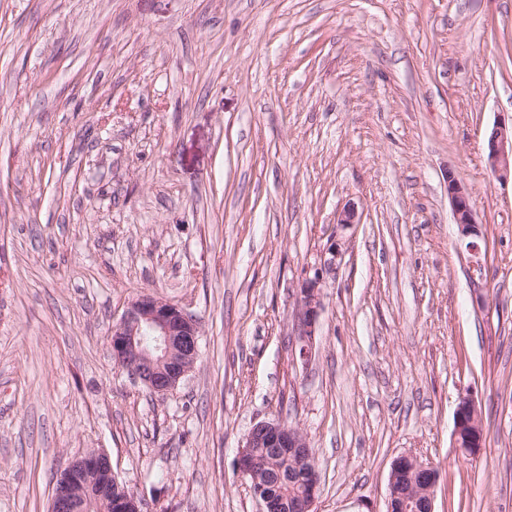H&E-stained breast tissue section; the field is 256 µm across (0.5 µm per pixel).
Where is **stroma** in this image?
Listing matches in <instances>:
<instances>
[{
    "mask_svg": "<svg viewBox=\"0 0 512 512\" xmlns=\"http://www.w3.org/2000/svg\"><path fill=\"white\" fill-rule=\"evenodd\" d=\"M509 117L512 0H0V512H50L94 449L143 512H259L236 459L272 420L316 451L315 512H387L409 452L435 512H512V182L485 142ZM144 292L199 321L163 395L112 356ZM448 198L454 222L457 224L461 235L479 238L480 232L474 217L472 197L453 172L448 174ZM320 278L306 279L297 297L296 319L299 326V357L307 361L314 350L318 330V316L321 308ZM476 403L471 392L459 396L455 412L454 437L457 448L467 456L475 455L483 445L484 434L476 417ZM419 479V480H418ZM438 470L421 462L412 453H404L391 463L388 484L387 504L388 512H405L409 510L411 500L416 502L421 512H434L435 487L437 485ZM418 480L422 487L409 499L407 492L401 491L405 485L413 484Z\"/></svg>",
    "mask_w": 512,
    "mask_h": 512,
    "instance_id": "obj_1",
    "label": "stroma"
}]
</instances>
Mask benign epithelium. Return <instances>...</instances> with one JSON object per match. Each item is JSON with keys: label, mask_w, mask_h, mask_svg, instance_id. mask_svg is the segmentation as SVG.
Instances as JSON below:
<instances>
[{"label": "benign epithelium", "mask_w": 512, "mask_h": 512, "mask_svg": "<svg viewBox=\"0 0 512 512\" xmlns=\"http://www.w3.org/2000/svg\"><path fill=\"white\" fill-rule=\"evenodd\" d=\"M487 162L501 181L512 179V126L498 122L487 135ZM448 198L454 223L464 237H480L474 217L473 201L460 179L448 172ZM320 278L302 283L297 297L296 319L299 326V357L306 361L314 350L321 308ZM111 348L116 362L134 379L155 393L173 390L194 367L199 356V326L196 319L175 305L150 293L131 301L119 321L112 326ZM471 392L459 396L455 412L456 447L467 456L475 455L483 445L484 434L476 417ZM291 449L295 456L290 473L304 480L305 491L284 506L289 512H314L319 478L309 450V442L300 430L280 422L260 421L250 429L240 451L238 467L247 474L251 467V449ZM90 474L114 478L110 456L97 451L75 459L62 473L52 495L51 512H82L91 497L112 498L111 485H88ZM438 470L404 453L391 463L388 484V512H407L416 502L421 512H434ZM254 495L262 512H280L267 494L258 489Z\"/></svg>", "instance_id": "1"}]
</instances>
